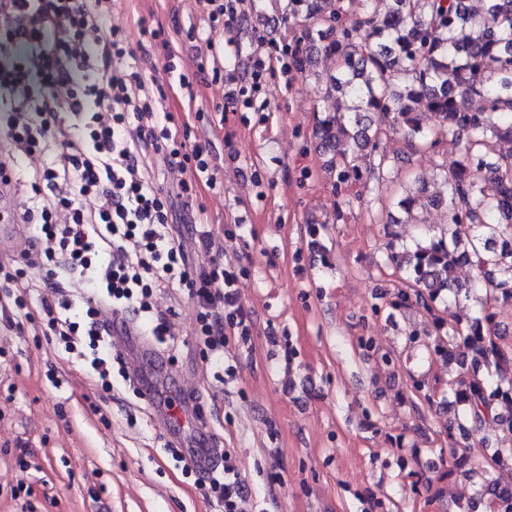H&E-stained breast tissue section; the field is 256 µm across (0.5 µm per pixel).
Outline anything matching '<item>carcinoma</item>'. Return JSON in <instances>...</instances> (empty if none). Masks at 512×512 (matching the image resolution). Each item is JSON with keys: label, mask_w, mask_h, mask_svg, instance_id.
I'll use <instances>...</instances> for the list:
<instances>
[{"label": "carcinoma", "mask_w": 512, "mask_h": 512, "mask_svg": "<svg viewBox=\"0 0 512 512\" xmlns=\"http://www.w3.org/2000/svg\"><path fill=\"white\" fill-rule=\"evenodd\" d=\"M361 4L356 27L340 25L333 0H288V15L306 25L290 62L297 70L311 63L317 48L337 58L336 71L324 78V94L336 110L316 116L322 147L336 175L334 191L367 176L385 181L386 154L380 151L381 125L400 129L414 151L434 152L443 136L465 132L461 160L442 175L443 190L430 202L448 213L447 228L411 246H390L386 263L399 273L392 309L419 307L434 316V332L422 345L430 358L458 368L448 379V474L459 470L472 480L474 493L463 512H512V446L497 448L482 462L459 449L470 447L473 432L489 424L512 435V345L497 334L494 304L512 303V0H389L380 13L377 0ZM481 107L468 111L469 100ZM432 113L439 130L423 125ZM370 151L369 166L361 165ZM503 186L499 196L485 195L481 181ZM396 202L403 224L417 221L426 183ZM470 265L477 278L455 282ZM474 297L477 309L466 320L434 315L449 310L460 295Z\"/></svg>", "instance_id": "1"}]
</instances>
